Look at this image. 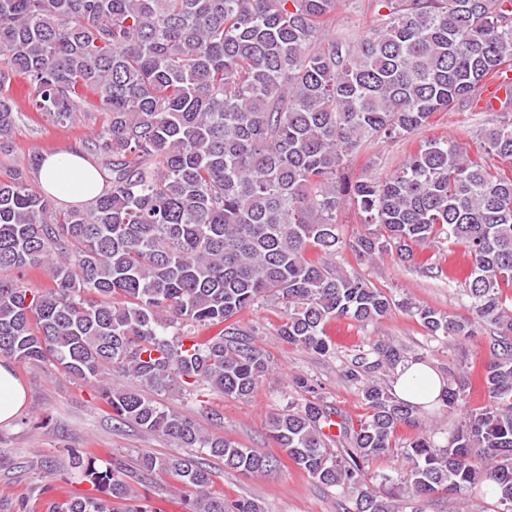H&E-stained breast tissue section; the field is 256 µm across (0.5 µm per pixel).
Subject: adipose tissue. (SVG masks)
I'll return each mask as SVG.
<instances>
[{"label":"adipose tissue","mask_w":512,"mask_h":512,"mask_svg":"<svg viewBox=\"0 0 512 512\" xmlns=\"http://www.w3.org/2000/svg\"><path fill=\"white\" fill-rule=\"evenodd\" d=\"M41 188L50 196L67 203L82 204L98 196L104 177L85 157L76 152L47 153L37 171ZM447 387L445 377L424 363L401 366L393 383V392L401 401L423 406L435 403ZM27 401V391L13 365L0 359V424L11 422Z\"/></svg>","instance_id":"adipose-tissue-1"}]
</instances>
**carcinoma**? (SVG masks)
<instances>
[{
  "mask_svg": "<svg viewBox=\"0 0 512 512\" xmlns=\"http://www.w3.org/2000/svg\"><path fill=\"white\" fill-rule=\"evenodd\" d=\"M342 0H0V87L25 79L32 111L58 124L80 104L102 116L82 141L111 172L84 207L60 213L30 181L33 165L0 179V357L47 362L94 385L112 420L198 453L138 468L99 467L90 450L72 469L95 493L49 512H120L136 484L165 474L188 492L187 512H261L211 491L198 454L245 475L276 459L208 432L153 395L208 386L246 399L272 372L268 351L236 316L273 298L276 335L321 356L336 354L325 324L363 328L397 307L428 336L456 342L493 333L481 372L488 402L462 414L436 444L418 407L367 376L418 358L377 339L344 367L360 387L357 421L329 405L306 377L299 401L271 416L269 436L344 512H404L394 483L416 503L438 492L490 496L512 512V124L481 140H428L386 177L346 176L377 138H407L452 103L467 106L512 67V0H370L380 24L327 37ZM18 105L0 97V154L12 151ZM358 206L369 231L345 237L338 214ZM461 245L471 268L458 285L471 316L397 301L349 265L383 254L437 278V260ZM44 266L49 284L17 279ZM224 325L205 340L195 328ZM130 380L112 387V378ZM466 374L448 371L439 405L465 400ZM337 418L338 434L323 431ZM343 438L338 453L329 441ZM400 457L396 474L373 463Z\"/></svg>",
  "mask_w": 512,
  "mask_h": 512,
  "instance_id": "obj_1",
  "label": "carcinoma"
}]
</instances>
